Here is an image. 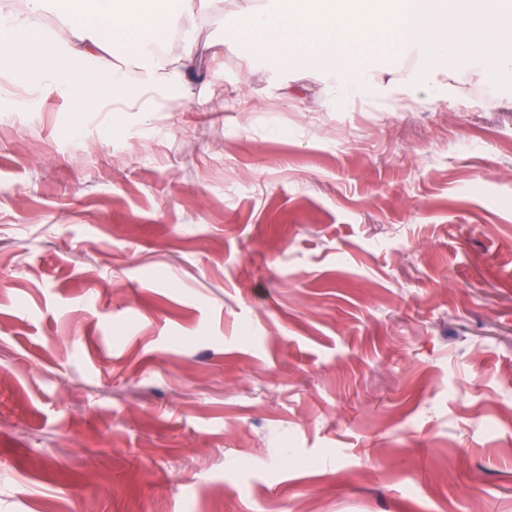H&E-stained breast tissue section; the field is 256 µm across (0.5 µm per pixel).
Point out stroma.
I'll return each instance as SVG.
<instances>
[{
	"label": "stroma",
	"mask_w": 512,
	"mask_h": 512,
	"mask_svg": "<svg viewBox=\"0 0 512 512\" xmlns=\"http://www.w3.org/2000/svg\"><path fill=\"white\" fill-rule=\"evenodd\" d=\"M258 2L191 0L182 81L109 58L133 112L0 62V512H512V65L341 99Z\"/></svg>",
	"instance_id": "1"
}]
</instances>
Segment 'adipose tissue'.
<instances>
[{"label":"adipose tissue","mask_w":512,"mask_h":512,"mask_svg":"<svg viewBox=\"0 0 512 512\" xmlns=\"http://www.w3.org/2000/svg\"><path fill=\"white\" fill-rule=\"evenodd\" d=\"M32 11L58 5V16L72 34L69 55L94 71L98 83L111 85L113 91L127 98L136 94L127 88L116 71L106 63L107 55L133 57L142 62L149 79H157L160 67H167L169 78H177L188 66L190 54H182L157 63L152 47L170 31L179 29L185 0H29ZM25 40L36 49L26 65L27 75L47 81L67 92L72 88V74L56 65L37 48L44 39L42 28L20 21L0 7V53L11 50L17 40Z\"/></svg>","instance_id":"1"}]
</instances>
